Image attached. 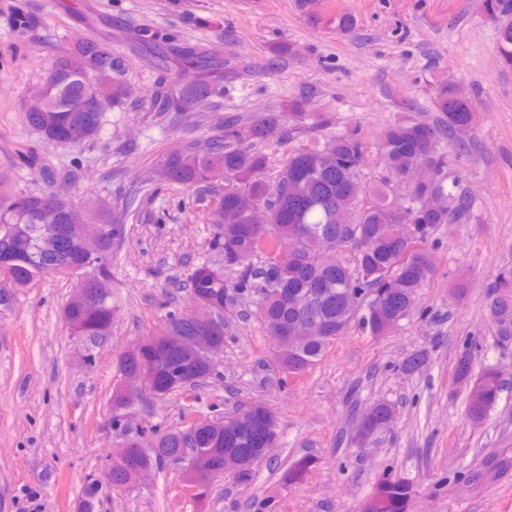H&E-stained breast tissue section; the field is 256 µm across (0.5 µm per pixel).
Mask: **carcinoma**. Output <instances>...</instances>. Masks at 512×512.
I'll return each instance as SVG.
<instances>
[{"mask_svg":"<svg viewBox=\"0 0 512 512\" xmlns=\"http://www.w3.org/2000/svg\"><path fill=\"white\" fill-rule=\"evenodd\" d=\"M486 16L497 25V46L502 60L512 65V0H482ZM12 26L23 32L36 27L40 16L20 5L11 16ZM182 57L205 73L217 65L188 47L179 49ZM57 84L39 102L28 106L27 125L41 136L61 145L69 139L73 127L81 125L87 138L97 135L103 112H78V105L89 97L102 107L124 94L122 77L126 65L112 57V49L90 39L79 38L57 59ZM220 93L207 76L188 87L173 83L154 93L150 103L157 112H186ZM434 107L444 116V124L402 119L390 124L381 136L380 153L388 176L366 182L360 173L363 145L357 133L346 131L323 144L292 153L274 181L267 180L266 157L253 149L264 138L274 118H262L225 129L224 139L191 145L186 151L163 158L159 177L163 181L189 189L224 182V193L209 214L214 227L215 245L224 253V265L238 268L235 282L224 279V272L202 263L195 267L190 290L224 306L229 290L236 289L257 305L270 336L278 346L281 368L300 374L316 364L327 345L357 326L371 336H383L412 312L418 292L436 273L431 247L432 234L447 224H455L470 209L468 197L445 186L441 170L445 164L443 140L456 131L475 124L476 108L468 94L457 84L442 80L435 85ZM432 167L426 183L416 180L421 165ZM49 193H18L0 207L15 226L9 239L0 235V259L12 262L13 287L24 288L36 277L50 273L43 257L46 251L43 232L34 222L41 207H50ZM256 204L268 209V223L254 227L247 212ZM68 224L112 225V232L123 234V225L112 222V212L90 214L78 206L70 209ZM397 224H412L417 236L410 242L395 233ZM267 241L281 249L291 246L294 257L286 264H255L252 257ZM353 243L357 252L349 265L336 257L345 244ZM274 282V287L292 296L283 301L275 295L261 300L257 288ZM325 285L326 294L310 311L297 305L294 297ZM490 311L500 320L512 318V282L504 279L492 285ZM312 316L325 328L322 336L301 340L292 338V323L304 315ZM100 336L112 328L110 308L101 309L91 323ZM204 333L205 328L173 314L165 333ZM153 347L148 344L127 350L120 360L121 371L132 374L145 366ZM455 376L468 391L465 415L472 422L485 420L496 406L503 390L502 378L492 367L476 372L473 358L466 351L457 359ZM394 416L388 402L372 404L357 423L356 438L363 442L382 429V423ZM231 423L204 420L195 426L196 444L209 448L220 434H229ZM161 451L152 457L153 466L167 462L165 452L180 447L176 433L157 439ZM249 445L240 441L224 444V455L239 461L235 475L238 483L253 481ZM512 470V456L497 455L483 470L471 472L475 481L495 478ZM112 483L120 490L131 485L125 471L112 470L103 481H91L84 499L97 505L102 484ZM412 493L411 483L400 477L380 478L369 496L371 512H406Z\"/></svg>","mask_w":512,"mask_h":512,"instance_id":"cac0c4a2","label":"carcinoma"}]
</instances>
